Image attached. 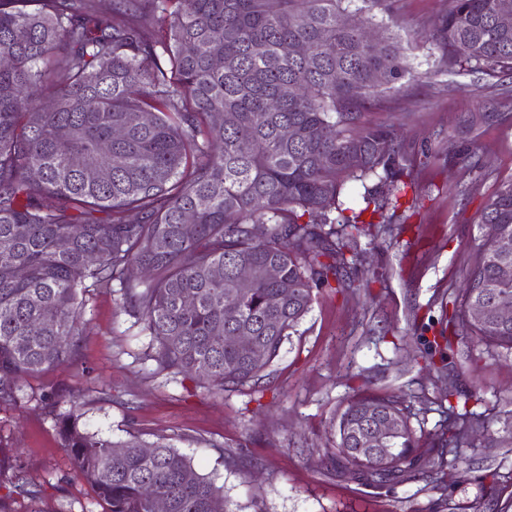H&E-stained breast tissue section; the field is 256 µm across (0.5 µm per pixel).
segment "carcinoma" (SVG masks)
<instances>
[{
  "label": "carcinoma",
  "mask_w": 512,
  "mask_h": 512,
  "mask_svg": "<svg viewBox=\"0 0 512 512\" xmlns=\"http://www.w3.org/2000/svg\"><path fill=\"white\" fill-rule=\"evenodd\" d=\"M384 10V0H0V402L71 357L78 298L91 288L118 290L152 338L148 358L214 396L268 376L315 292L356 266L350 242L380 226L362 219L365 207L346 214L344 184L401 191L392 132L361 121L363 105L413 74L397 34L367 38ZM432 38L450 74L512 72V24L498 21L497 0H448ZM299 43L307 54L292 51ZM480 229L454 319L512 354V325L497 323L492 304L512 295V177ZM269 264L280 280L262 275ZM241 265L256 273L246 287L235 280ZM135 267L149 279H133ZM47 307L55 325L35 328ZM474 307L482 319L469 316ZM229 331L255 336L264 358L224 343ZM446 343L425 341L427 368ZM446 397L447 442L488 429L470 408L478 393L450 385ZM368 412L399 424L386 455L358 452ZM56 426L105 512H152L156 498L168 512H226L223 487L164 440L114 442L73 410ZM337 431L327 460L354 476L400 481L429 452L396 396H352Z\"/></svg>",
  "instance_id": "cac0c4a2"
}]
</instances>
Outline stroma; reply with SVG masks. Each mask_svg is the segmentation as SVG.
Listing matches in <instances>:
<instances>
[{"label":"stroma","mask_w":512,"mask_h":512,"mask_svg":"<svg viewBox=\"0 0 512 512\" xmlns=\"http://www.w3.org/2000/svg\"><path fill=\"white\" fill-rule=\"evenodd\" d=\"M447 8L390 0L385 20L413 75L366 105L362 120L397 134L398 178L409 190L385 206L377 235L358 238L356 270L317 292L259 391L215 397L161 371L118 296L87 292L74 357L27 377L17 402L0 403V485L14 489L11 512H104L60 445L55 414L72 407L102 437L166 439L223 486L227 512H501L512 481L482 485L487 466L512 471V357L473 353V339L449 320L479 251L482 208L512 176V75L475 83L445 71L429 35ZM440 334L452 343L446 371L422 369L423 339ZM451 383L490 402L501 447L474 434L464 462L435 456L422 461L423 476L402 482L327 469L333 416L353 390L401 397L412 427L439 444Z\"/></svg>","instance_id":"1"}]
</instances>
